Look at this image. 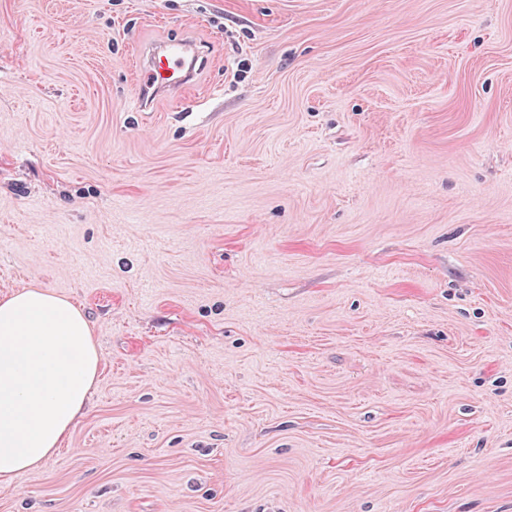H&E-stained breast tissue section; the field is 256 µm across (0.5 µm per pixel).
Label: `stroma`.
I'll return each instance as SVG.
<instances>
[{"label":"stroma","instance_id":"stroma-1","mask_svg":"<svg viewBox=\"0 0 512 512\" xmlns=\"http://www.w3.org/2000/svg\"><path fill=\"white\" fill-rule=\"evenodd\" d=\"M34 285L98 384L0 512H512V0H0ZM199 54L193 37L184 35L148 47L134 69L141 111L161 97H176L197 82Z\"/></svg>","mask_w":512,"mask_h":512}]
</instances>
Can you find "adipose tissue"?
<instances>
[{"label": "adipose tissue", "mask_w": 512, "mask_h": 512, "mask_svg": "<svg viewBox=\"0 0 512 512\" xmlns=\"http://www.w3.org/2000/svg\"><path fill=\"white\" fill-rule=\"evenodd\" d=\"M84 313L46 288L0 300V486L60 448L96 388Z\"/></svg>", "instance_id": "obj_1"}]
</instances>
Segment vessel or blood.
<instances>
[{
	"mask_svg": "<svg viewBox=\"0 0 512 512\" xmlns=\"http://www.w3.org/2000/svg\"><path fill=\"white\" fill-rule=\"evenodd\" d=\"M199 54L193 37L185 35L148 47L134 69L141 110L161 97H175L197 82Z\"/></svg>",
	"mask_w": 512,
	"mask_h": 512,
	"instance_id": "b4317fda",
	"label": "vessel or blood"
}]
</instances>
